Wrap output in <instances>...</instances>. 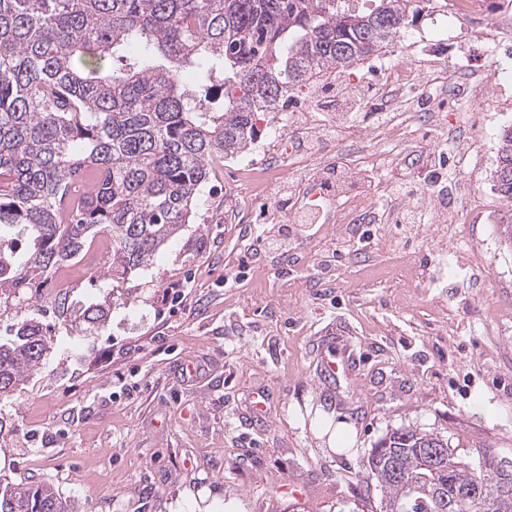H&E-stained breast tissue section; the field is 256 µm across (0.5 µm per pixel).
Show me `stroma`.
Wrapping results in <instances>:
<instances>
[{
  "label": "stroma",
  "mask_w": 512,
  "mask_h": 512,
  "mask_svg": "<svg viewBox=\"0 0 512 512\" xmlns=\"http://www.w3.org/2000/svg\"><path fill=\"white\" fill-rule=\"evenodd\" d=\"M420 32L465 72L490 81L496 65L512 69L503 50L444 15L408 30ZM493 96L453 133L410 128L415 150L444 149L437 174L375 139L371 105L360 137L327 140L316 171L281 179L276 121L259 113L242 157L267 180L217 169L191 224L121 284L99 229L80 263L0 310L1 340L28 316L53 343L43 368L0 401V478L51 483L83 512H377L364 463L388 432L433 433L463 457L512 458V249L499 237L494 190L512 83ZM336 167L345 190L382 208L390 181L408 176L425 223L398 247L391 225H372L370 243L351 240L340 254L337 196L287 252H264L267 224L288 221L279 191L304 205L313 177ZM446 209L458 223H438ZM62 279L74 305L110 302L102 328L88 335L58 317L48 294ZM175 285L185 289L176 306L164 298ZM331 358L339 369L327 377ZM119 376L133 391H114ZM477 396L492 417L472 413ZM340 423L354 438L343 452L329 446Z\"/></svg>",
  "instance_id": "obj_1"
}]
</instances>
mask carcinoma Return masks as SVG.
Segmentation results:
<instances>
[{
  "instance_id": "carcinoma-1",
  "label": "carcinoma",
  "mask_w": 512,
  "mask_h": 512,
  "mask_svg": "<svg viewBox=\"0 0 512 512\" xmlns=\"http://www.w3.org/2000/svg\"><path fill=\"white\" fill-rule=\"evenodd\" d=\"M0 0V302L74 261L105 225L112 277L151 265L190 223L214 163L246 151L259 112L377 57L448 0ZM200 73L196 89L181 73ZM499 236L512 249V126L500 134ZM99 327L109 306L55 303ZM52 348L20 319L0 342V398ZM430 448H446L432 465ZM379 512H512V470L472 463L434 435L397 429L367 459ZM479 486L487 499L460 497ZM0 512H78L46 483L0 479Z\"/></svg>"
}]
</instances>
